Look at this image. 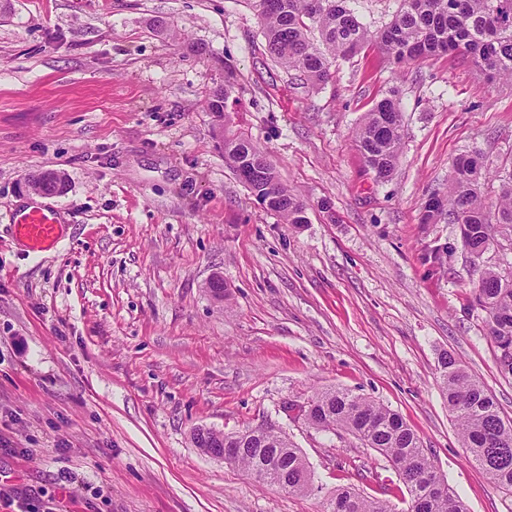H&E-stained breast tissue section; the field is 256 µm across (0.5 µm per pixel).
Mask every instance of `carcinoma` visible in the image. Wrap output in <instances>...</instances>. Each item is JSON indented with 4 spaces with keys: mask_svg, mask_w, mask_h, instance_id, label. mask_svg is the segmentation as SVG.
Listing matches in <instances>:
<instances>
[{
    "mask_svg": "<svg viewBox=\"0 0 512 512\" xmlns=\"http://www.w3.org/2000/svg\"><path fill=\"white\" fill-rule=\"evenodd\" d=\"M262 20L267 49L282 67L303 74L313 85L335 77L332 63L372 44L396 62L415 61L454 52L470 58L491 77L512 79V0H400V8L382 30L361 24L346 0H251ZM402 118L395 95L379 100L358 128L356 143L366 164L380 180L388 179L400 157ZM224 161L236 175L247 174L246 186L260 200L275 194L272 212L288 224L307 222L304 204L277 178L265 153L250 139L224 140ZM488 170L483 154L458 157L445 195H431L425 219L448 211L463 225L462 247L486 243L500 224L512 225V175L502 183L495 209L480 193ZM474 302L487 314L486 335L497 349L504 374L512 375V280L501 279L494 266L477 269ZM440 385L460 430L462 446L480 468L512 492V419L501 416L496 398L453 355L439 360ZM308 424L321 431H344L383 455L410 496L407 512H468L439 474L417 435L403 418L348 390L316 393L305 411ZM236 446L237 466L276 484L278 471L288 473L290 492L306 495L313 477L301 449L272 426ZM327 512H394L386 502L369 500L356 490L339 488Z\"/></svg>",
    "mask_w": 512,
    "mask_h": 512,
    "instance_id": "obj_1",
    "label": "carcinoma"
}]
</instances>
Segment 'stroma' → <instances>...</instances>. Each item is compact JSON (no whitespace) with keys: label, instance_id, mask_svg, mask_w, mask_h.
<instances>
[{"label":"stroma","instance_id":"35a3bbf8","mask_svg":"<svg viewBox=\"0 0 512 512\" xmlns=\"http://www.w3.org/2000/svg\"><path fill=\"white\" fill-rule=\"evenodd\" d=\"M333 68L311 86L276 63L249 0H0V512H325L342 486L406 512L382 455L299 414L330 388L399 413L469 512H512L460 442L438 360L452 353L511 419L512 376L457 225L421 220L475 150L496 204L512 80L371 46ZM392 90L403 138L381 181L355 136ZM225 133L266 152L306 223L256 200L224 162ZM40 172L63 193L22 192ZM25 199L59 211L55 250L14 237ZM261 424L301 448L310 494L191 440Z\"/></svg>","mask_w":512,"mask_h":512}]
</instances>
